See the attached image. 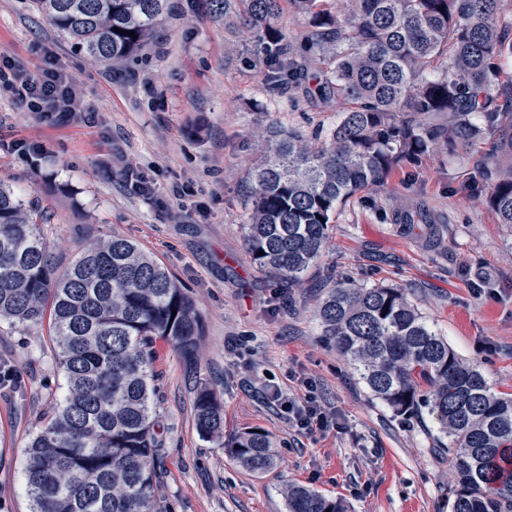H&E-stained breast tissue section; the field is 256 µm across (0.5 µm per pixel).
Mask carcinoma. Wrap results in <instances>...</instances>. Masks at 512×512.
<instances>
[{"instance_id":"cac0c4a2","label":"carcinoma","mask_w":512,"mask_h":512,"mask_svg":"<svg viewBox=\"0 0 512 512\" xmlns=\"http://www.w3.org/2000/svg\"><path fill=\"white\" fill-rule=\"evenodd\" d=\"M308 18L278 25L283 7ZM74 47L110 63L135 55L168 13V0H32ZM205 0L192 9L253 33L266 92L305 86L343 117L317 143L275 128L247 171L246 225L255 267L281 289L322 256L332 214L403 163L439 149L466 153L498 135L488 203L512 228V111L496 108L494 64L512 58L502 0ZM123 30L117 33L114 28ZM134 31L135 36L127 35ZM47 216L0 181V321L48 325L65 376L26 449L30 512H155L162 443L154 364L163 340L191 358L201 318L170 272L123 236L96 241L58 267L41 231ZM264 254H259V251ZM323 340L349 362L370 397L400 416L426 408L448 437L450 512H512V397L493 390L397 288L338 284L317 308ZM199 435L262 473L276 462L265 432L224 437V406L205 386L194 402ZM288 512H347L303 486Z\"/></svg>"}]
</instances>
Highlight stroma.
Wrapping results in <instances>:
<instances>
[{
    "mask_svg": "<svg viewBox=\"0 0 512 512\" xmlns=\"http://www.w3.org/2000/svg\"><path fill=\"white\" fill-rule=\"evenodd\" d=\"M173 9L133 59L105 65L75 52L31 5L0 0V53L32 69L54 60L73 79L90 120L51 122L0 89V181L43 208V230L67 265L90 243L120 235L168 268L199 311L194 363L158 343L156 512H288L296 484L344 501L348 512H449L448 439L428 411L399 416L371 400L348 362L321 338L327 288L350 280L401 289L489 384L512 394V230L475 198L492 137L460 158L435 153L394 167L381 185L341 204L324 254L281 295L246 246L248 168L272 127L329 136L339 107L294 89L269 97L263 66L240 23ZM42 143L35 163L14 142ZM152 180L134 193L125 168ZM421 213L438 239L403 230ZM0 365L18 384L0 387V512H30L24 473L34 424L65 388L48 332L0 324ZM224 405V433L266 432L275 465L254 474L199 436L197 384ZM280 386L334 414V426L298 431L264 395Z\"/></svg>",
    "mask_w": 512,
    "mask_h": 512,
    "instance_id": "35a3bbf8",
    "label": "stroma"
}]
</instances>
